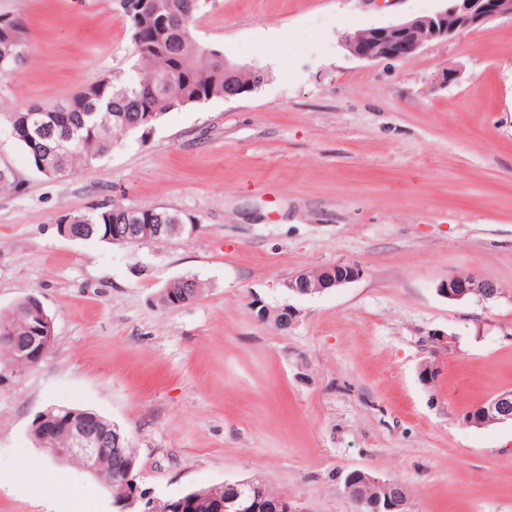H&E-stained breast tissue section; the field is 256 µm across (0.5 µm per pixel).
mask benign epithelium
<instances>
[{"label":"benign epithelium","instance_id":"benign-epithelium-1","mask_svg":"<svg viewBox=\"0 0 512 512\" xmlns=\"http://www.w3.org/2000/svg\"><path fill=\"white\" fill-rule=\"evenodd\" d=\"M438 11L397 22L367 28L347 36L341 45L352 56L369 62L404 61L416 54L426 43L446 42L457 35L480 27L499 18L512 19V0H443ZM168 224H114L112 241H147L169 232ZM362 268L355 263H340L320 270L301 272L287 282L288 291L298 295L321 293L337 288L360 277ZM440 292L451 301H461L471 296L493 299L497 286L489 279L477 275L456 276L448 279ZM32 314L38 321L36 335L25 341L9 338L14 358L18 361L32 356L44 358L55 342L54 321L42 304H37ZM291 306L271 309L259 308L257 317L272 322L278 329L286 330L298 316ZM512 423V391L502 392L464 414V423L483 427L490 424ZM63 430L69 446L50 448V455L62 461H77L81 470L112 486V475L105 474L103 459L110 455L117 467L133 468L134 461L127 454L128 434L116 423L97 425L90 429L83 418L74 413L67 415ZM344 492L358 508L366 512H407V488L394 481L382 480L363 469L347 472L343 482ZM377 486L382 495L375 499L364 496L365 489ZM254 496L266 503L268 512H296L288 499L267 493L263 484L256 485Z\"/></svg>","mask_w":512,"mask_h":512}]
</instances>
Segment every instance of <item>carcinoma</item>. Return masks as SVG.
<instances>
[{
    "label": "carcinoma",
    "mask_w": 512,
    "mask_h": 512,
    "mask_svg": "<svg viewBox=\"0 0 512 512\" xmlns=\"http://www.w3.org/2000/svg\"><path fill=\"white\" fill-rule=\"evenodd\" d=\"M127 18L138 58V71L131 77L118 70L99 76L69 99L55 104H35L9 115L13 138L27 150L31 161L44 147L58 146V164L66 175L91 168L112 152L114 135L141 133L146 137L163 117L200 101L224 97V51L207 47L193 34L196 14H187L183 0H118ZM30 39L18 19H0V77L12 75L27 59ZM245 91L257 89L264 80L257 67L240 73ZM47 129L51 137L34 141L28 126ZM170 210L141 208L134 211L118 205L99 207L72 216L80 229L79 240L112 242V225L127 224L130 217L146 224H165ZM196 294L204 283L193 277H177L164 288L166 299H181L184 287ZM18 302L0 314V331L11 327L15 336L34 334L36 320L21 321L27 301ZM138 486V473L112 483L114 503L130 497ZM161 512H224V489L201 487L162 501Z\"/></svg>",
    "instance_id": "obj_1"
}]
</instances>
